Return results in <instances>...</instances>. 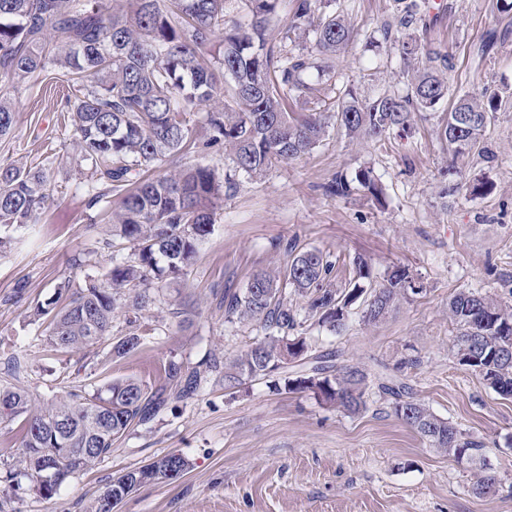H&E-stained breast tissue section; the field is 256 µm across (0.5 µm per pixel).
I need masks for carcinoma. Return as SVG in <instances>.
Instances as JSON below:
<instances>
[{"mask_svg":"<svg viewBox=\"0 0 512 512\" xmlns=\"http://www.w3.org/2000/svg\"><path fill=\"white\" fill-rule=\"evenodd\" d=\"M125 15L113 14L103 0H0V74L24 80L50 63L65 75L88 83L73 113L78 145L90 162L91 177L106 195L118 196L117 235L133 243L131 254L112 257V270L84 286L58 287L54 299L39 304L34 321L45 325L40 335L46 352H63L94 344L111 335L118 309L140 310L152 302L148 284L167 274L181 275L195 262L211 232L214 209L224 197L221 179L207 167H186L175 173L131 181L175 155L197 146L190 126L193 109L214 100L206 112L204 145L230 148L236 170L250 177L265 175L281 162L313 150L329 121L348 135L381 141L410 126L416 112L432 110L448 95L443 71L434 66L447 56L425 52L424 66L410 75V92L386 91L362 101L348 89L335 94L336 60L352 41L343 15L326 12V0H295L292 15L278 42L268 38L269 23L280 0H238L249 22L230 17L232 0H132ZM398 25L417 22V0H396ZM312 44L306 52L298 40ZM231 81V100H218L221 84ZM316 98L308 112H288L290 99ZM503 104L499 94L482 100L463 94L448 110L441 133L453 157L480 145L483 132ZM448 193L482 185L463 179L448 164ZM51 198L48 174L27 166L0 167V253L12 243L10 228H21ZM335 266L316 248L296 256L280 276L267 271L252 275L241 294H224V316L261 324L265 336L228 362L212 358L205 368L170 361L163 384L150 391L134 379L115 380L92 394L69 392L34 411L30 395L0 386V418H22L20 465L38 493L52 497L72 476L112 451V444L132 426L150 423L164 405L167 392L178 398L194 395L203 381L221 375L233 390L245 378H263L282 367L280 344L300 325L288 306V291L309 295V309L332 333L346 324L348 306L363 300V321H381L411 289L406 270L397 268L377 288H329ZM367 299H362V296ZM448 316L457 326L454 349L458 361L481 375L494 390L512 387V305L476 292H458L448 301ZM141 345L129 334L112 345L124 357ZM332 355H318L305 373L284 379L288 391H309L322 403L356 413L365 405L368 374L358 366L329 372ZM382 390L393 398L394 415L429 447L473 465L482 459L484 443L465 437L412 396L405 382ZM187 468L182 455L157 459L112 480L103 496L122 503L140 487L178 477ZM498 484L484 465L477 468L473 493L482 496Z\"/></svg>","mask_w":512,"mask_h":512,"instance_id":"cac0c4a2","label":"carcinoma"}]
</instances>
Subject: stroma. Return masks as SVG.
<instances>
[{
    "label": "stroma",
    "mask_w": 512,
    "mask_h": 512,
    "mask_svg": "<svg viewBox=\"0 0 512 512\" xmlns=\"http://www.w3.org/2000/svg\"><path fill=\"white\" fill-rule=\"evenodd\" d=\"M334 6L354 29L337 60L340 86L366 100L387 90L407 93L399 43L384 39L386 30L398 29L395 0ZM398 31L401 41L447 54L448 99L415 113L410 131L381 143L329 126L318 147L262 179L236 171L223 145L198 149L190 164L230 175L235 187L219 201L194 265L179 278L151 281L153 303L117 311L111 337L59 355L34 341L35 303L112 268V252L102 246L112 235L109 217L90 202V165L70 121L84 88L56 66L0 83L14 116L10 135L0 139V166L44 165L54 184L45 209L0 255V383L40 401L128 378L153 389L169 361L195 366L240 354L263 331L254 321H227L224 290L243 291L253 272L285 270L306 249L335 258L328 278L334 286L353 281L352 259L360 254L371 264L372 285L401 266L415 287L374 325L364 324L363 305L355 303L337 334L309 315L307 297H288L309 356L335 352L340 364L367 372L360 413L338 411L309 392L276 390L294 376L290 365L243 382L232 395L212 375L197 395L169 398L152 422L132 427L54 497H42L18 475L7 512H87L114 478L170 453L185 457L186 471L142 487L118 512H512V397L459 365L448 317V300L461 290L512 296V8L505 0H440ZM494 92L506 102L486 129L484 154L456 161L486 192L447 194L451 159L440 131L450 99ZM362 170L381 187L380 198L357 183ZM339 176L350 181L349 194L330 193ZM133 320L140 348L113 357V340ZM391 379L409 383L433 413L484 442L485 463L499 479L495 492L476 496L471 467L430 448L397 419L380 389Z\"/></svg>",
    "instance_id": "1"
}]
</instances>
